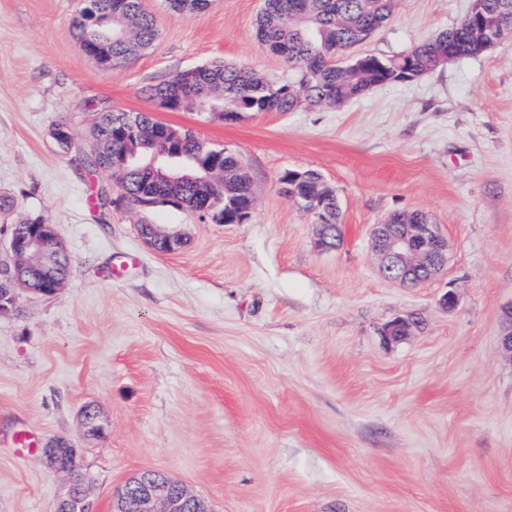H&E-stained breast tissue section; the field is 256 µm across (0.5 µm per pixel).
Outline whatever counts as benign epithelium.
Masks as SVG:
<instances>
[{"mask_svg":"<svg viewBox=\"0 0 512 512\" xmlns=\"http://www.w3.org/2000/svg\"><path fill=\"white\" fill-rule=\"evenodd\" d=\"M284 195L295 201L309 213L315 212L316 200L312 195L301 193L297 187L282 184ZM334 221L325 214L317 218V236L320 246L336 248V238L329 235L327 228ZM370 236L375 254L378 257L379 272L387 279L401 285H422L441 273L448 265V239L441 226L431 221L427 214L411 222L393 215L381 224L372 226ZM143 240L160 253H171L181 248L179 237L166 233L156 225H148ZM62 246L55 237H48L43 229H35L25 237L14 235L8 241L5 252L0 253V277H7V298L9 305L3 312L8 313L17 306L18 292L29 291L41 295H51L60 284L51 288L36 289L24 277L11 274L16 263L23 259L34 265L48 268ZM419 326L412 315L400 316L381 328V335L392 343H397L410 335ZM82 428L85 434L103 437L110 430L107 420L101 418L98 410L87 406L82 411ZM41 456L56 472L65 477L62 492L54 504V512H93L89 500V489L77 493L73 489L70 467L62 462H77L79 449L66 438H52L41 448ZM132 502L135 512H186L188 503L193 501L197 512H208L205 502L188 492L180 481L158 473L138 472L130 476L112 496V512H126V502Z\"/></svg>","mask_w":512,"mask_h":512,"instance_id":"1","label":"benign epithelium"}]
</instances>
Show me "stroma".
Returning a JSON list of instances; mask_svg holds the SVG:
<instances>
[{"mask_svg": "<svg viewBox=\"0 0 512 512\" xmlns=\"http://www.w3.org/2000/svg\"><path fill=\"white\" fill-rule=\"evenodd\" d=\"M143 4L157 41L107 71L74 34L82 0H0V196L14 201L0 243L37 219L72 259L56 294L0 316V512H53L63 487L11 447L19 430L78 446L96 512L141 470L178 479L210 512H512V39L339 107L227 124L161 109L146 89L214 60L295 76L253 36L261 0H211L191 17ZM469 6L396 0L357 51L430 41ZM104 110L150 113L241 156L248 221L94 208L118 188L62 154L52 128L66 120L88 141ZM286 169L336 191L337 248H319L315 217L283 194ZM414 210L447 230L450 260L411 288L381 276L369 230ZM143 222L181 249L149 248ZM410 313L420 330L386 342L382 326ZM88 405L109 420L105 438L83 435Z\"/></svg>", "mask_w": 512, "mask_h": 512, "instance_id": "1", "label": "stroma"}]
</instances>
